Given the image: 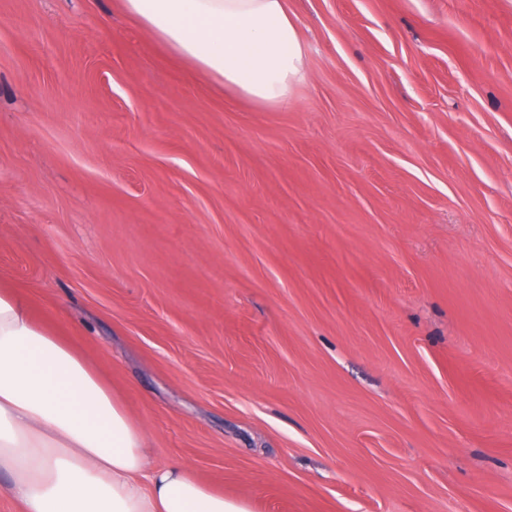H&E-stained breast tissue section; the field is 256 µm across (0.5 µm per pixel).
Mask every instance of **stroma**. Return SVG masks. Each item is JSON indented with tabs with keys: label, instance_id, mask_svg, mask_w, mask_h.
<instances>
[{
	"label": "stroma",
	"instance_id": "35a3bbf8",
	"mask_svg": "<svg viewBox=\"0 0 512 512\" xmlns=\"http://www.w3.org/2000/svg\"><path fill=\"white\" fill-rule=\"evenodd\" d=\"M288 7L269 108L0 0V288L255 512H512V0Z\"/></svg>",
	"mask_w": 512,
	"mask_h": 512
}]
</instances>
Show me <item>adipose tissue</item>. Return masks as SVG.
Instances as JSON below:
<instances>
[{
	"label": "adipose tissue",
	"mask_w": 512,
	"mask_h": 512,
	"mask_svg": "<svg viewBox=\"0 0 512 512\" xmlns=\"http://www.w3.org/2000/svg\"><path fill=\"white\" fill-rule=\"evenodd\" d=\"M171 53L253 103L287 105L305 47L288 0H123ZM21 512H252L185 465L154 466L98 366L0 289V473Z\"/></svg>",
	"instance_id": "ef3b65f1"
}]
</instances>
